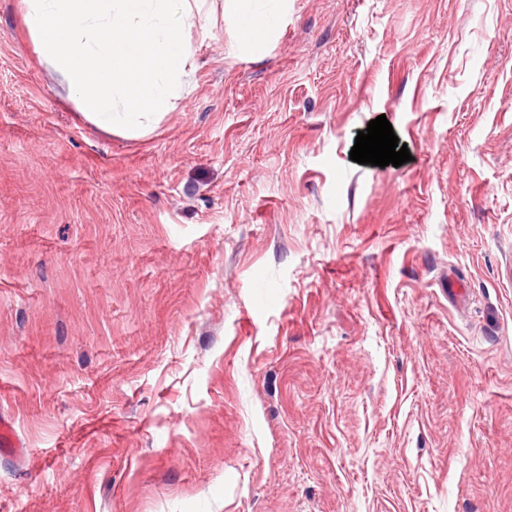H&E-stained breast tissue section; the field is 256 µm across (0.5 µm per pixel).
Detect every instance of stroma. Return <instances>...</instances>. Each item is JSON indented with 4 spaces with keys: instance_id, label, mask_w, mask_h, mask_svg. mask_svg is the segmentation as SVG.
Wrapping results in <instances>:
<instances>
[{
    "instance_id": "1",
    "label": "stroma",
    "mask_w": 512,
    "mask_h": 512,
    "mask_svg": "<svg viewBox=\"0 0 512 512\" xmlns=\"http://www.w3.org/2000/svg\"><path fill=\"white\" fill-rule=\"evenodd\" d=\"M204 11L110 134L0 0V512H512V0ZM287 0H225L222 16L231 23L239 41L259 46L275 26V6ZM0 447L2 456H21V448L23 447L14 431L12 423L3 416L0 423Z\"/></svg>"
}]
</instances>
